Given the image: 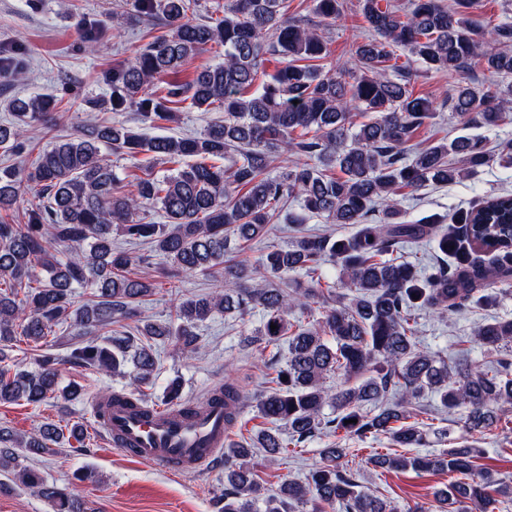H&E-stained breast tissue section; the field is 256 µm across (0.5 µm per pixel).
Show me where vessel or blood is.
Wrapping results in <instances>:
<instances>
[{
  "mask_svg": "<svg viewBox=\"0 0 512 512\" xmlns=\"http://www.w3.org/2000/svg\"><path fill=\"white\" fill-rule=\"evenodd\" d=\"M93 413L112 445L138 460L180 473L215 462L227 439L220 408L208 407L186 417L174 408L134 410L100 399L94 401Z\"/></svg>",
  "mask_w": 512,
  "mask_h": 512,
  "instance_id": "obj_1",
  "label": "vessel or blood"
}]
</instances>
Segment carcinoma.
I'll return each mask as SVG.
<instances>
[{
    "instance_id": "obj_1",
    "label": "carcinoma",
    "mask_w": 512,
    "mask_h": 512,
    "mask_svg": "<svg viewBox=\"0 0 512 512\" xmlns=\"http://www.w3.org/2000/svg\"><path fill=\"white\" fill-rule=\"evenodd\" d=\"M313 14L324 21L343 16V0H312ZM368 35L355 50V62L333 73L318 61L330 56L327 41L309 19L281 11V0H232L224 18H194L197 0H134L163 33L126 64L112 69V106L133 109L144 122L169 121L172 104L191 91L194 106L224 110V122L189 137H146L121 124L89 125L80 134L39 152L26 168L0 173V213L14 210L32 189L48 205L28 212L27 223L0 221V361L18 341L39 348L53 326L73 317L82 341L70 360L105 373L130 363L128 391L107 396L131 407L143 401L158 365L154 341H174L176 353L199 349L200 325L216 314L240 319L260 310L255 340L268 345L285 339L288 355L270 364L274 386L256 401L266 427L246 444L224 449V494L219 512H299L309 502L342 505L344 512H397L366 492L356 470L345 461L347 449L333 441L321 451L322 463L303 483L283 482L262 493L251 458L262 448L274 457L320 437L345 435L364 442L385 436L390 446L414 448L424 442L417 417L426 409L417 400L427 392L448 409H461L463 428L483 435L501 421L502 405L512 406V319L477 327L474 339L491 358L448 364L419 348L417 311L439 315L488 306L500 286L512 282V194L478 199L449 218L430 215L414 223L400 206L404 190L443 185L498 161L512 166V141L490 151L483 140L443 138L414 152L415 131L435 117L433 103L413 94L414 64L465 74L472 61L488 77L475 87L462 80L448 94V109L466 124L512 125V52L486 48L512 42V23L484 29L471 19L472 0L448 9L442 0H409L404 11L382 7L381 0H360ZM224 46V61L199 71L189 86L174 80L185 62L209 44ZM401 50L396 54L395 50ZM280 56L273 73L264 55ZM405 61L396 63L399 56ZM164 93L150 91L157 82ZM54 102L43 97L14 99L16 122L0 126V146L20 153L25 127L49 123ZM368 120L357 124V114ZM152 159L174 165L162 176L135 177L121 193L124 179L103 153ZM236 152L240 159L223 169L211 164ZM294 153L304 161L278 176L268 174L276 155ZM297 201L332 224H355L348 238L326 234L296 237L291 245H269L258 266L231 257L244 253L267 234L288 203ZM147 206L159 209L164 223L137 219ZM381 212L386 221L367 223ZM152 251L182 273L219 271L222 281L208 294L180 301L174 318L136 326L144 340L110 335L112 324L137 316L136 304L155 294L157 284L132 272L146 263L142 255L112 248V228ZM432 240L450 266L438 265L425 277L420 264L391 257L406 242ZM493 255L488 264L475 257ZM341 262L340 284L349 295H334L323 275L325 257ZM46 273L40 277L36 270ZM302 274L291 289L271 279ZM77 286H95L98 300L73 308ZM336 305L308 326L291 322L294 310L327 302ZM419 299H414V296ZM59 360L44 355L36 370L0 368V403L21 400L40 405L82 395L76 385L60 386ZM338 379L336 386L327 384ZM210 401L224 403V423L233 428L243 396L227 382ZM372 409H367V406ZM336 412L327 416L325 408ZM82 441L84 428L46 423L29 436L0 429V472L48 500L54 512H94L65 488L48 484L40 471L22 466L26 453H56L54 445ZM481 449L448 448L432 457L375 454V466L394 470L448 471L471 476L437 498L439 512H461L470 501L488 512L496 496L512 487L492 470L477 468Z\"/></svg>"
}]
</instances>
